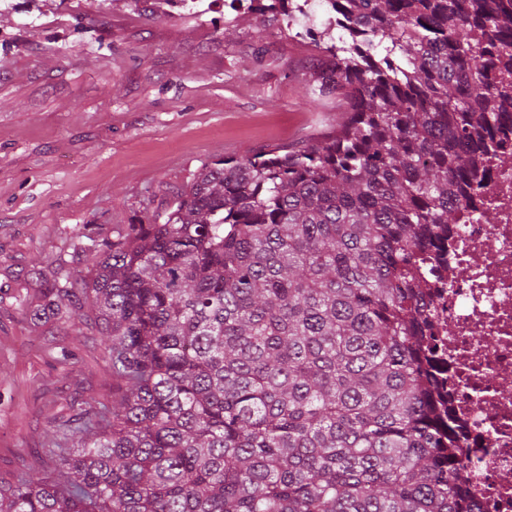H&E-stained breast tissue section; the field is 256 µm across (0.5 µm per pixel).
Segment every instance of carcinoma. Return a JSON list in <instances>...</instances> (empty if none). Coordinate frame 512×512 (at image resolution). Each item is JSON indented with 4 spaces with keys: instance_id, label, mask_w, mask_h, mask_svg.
Wrapping results in <instances>:
<instances>
[{
    "instance_id": "1",
    "label": "carcinoma",
    "mask_w": 512,
    "mask_h": 512,
    "mask_svg": "<svg viewBox=\"0 0 512 512\" xmlns=\"http://www.w3.org/2000/svg\"><path fill=\"white\" fill-rule=\"evenodd\" d=\"M330 2L312 41L336 132L212 162L164 223L95 250L112 405L64 425L54 481L0 485V512H474L420 340L427 259L504 148L512 0Z\"/></svg>"
}]
</instances>
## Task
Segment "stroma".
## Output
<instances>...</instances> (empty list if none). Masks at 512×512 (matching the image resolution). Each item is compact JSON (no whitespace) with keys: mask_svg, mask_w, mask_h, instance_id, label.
I'll list each match as a JSON object with an SVG mask.
<instances>
[{"mask_svg":"<svg viewBox=\"0 0 512 512\" xmlns=\"http://www.w3.org/2000/svg\"><path fill=\"white\" fill-rule=\"evenodd\" d=\"M273 24L231 0H0L1 484L48 477L58 425L112 401L99 327L19 300L81 288L94 246L165 216L203 165L340 119L322 53L299 24L269 40ZM69 289L66 284L59 286L54 284L47 288L43 295L42 303L30 310V315L34 318H41L42 316L49 315V313H58L54 311H59L60 302L73 295Z\"/></svg>","mask_w":512,"mask_h":512,"instance_id":"35a3bbf8","label":"stroma"}]
</instances>
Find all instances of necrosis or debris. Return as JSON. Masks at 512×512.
Returning a JSON list of instances; mask_svg holds the SVG:
<instances>
[{"label":"necrosis or debris","instance_id":"4bbe7bcc","mask_svg":"<svg viewBox=\"0 0 512 512\" xmlns=\"http://www.w3.org/2000/svg\"><path fill=\"white\" fill-rule=\"evenodd\" d=\"M481 206L493 223L467 209L434 260L427 344L465 436L461 472L476 512H512V158L491 163Z\"/></svg>","mask_w":512,"mask_h":512}]
</instances>
